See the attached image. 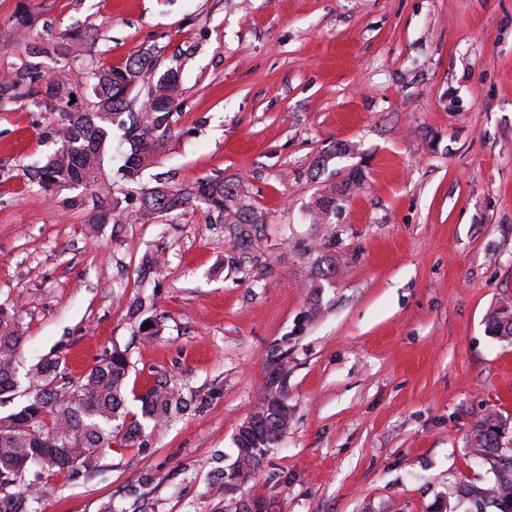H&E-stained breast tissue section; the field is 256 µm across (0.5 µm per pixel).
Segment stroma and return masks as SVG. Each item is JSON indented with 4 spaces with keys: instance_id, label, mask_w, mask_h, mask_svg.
<instances>
[{
    "instance_id": "35a3bbf8",
    "label": "stroma",
    "mask_w": 512,
    "mask_h": 512,
    "mask_svg": "<svg viewBox=\"0 0 512 512\" xmlns=\"http://www.w3.org/2000/svg\"><path fill=\"white\" fill-rule=\"evenodd\" d=\"M82 29L78 100L92 70L146 52L149 79L182 83L139 184L116 178L113 133L115 211L31 178L63 118L43 104L52 49ZM32 62L35 98L0 99V306L24 332L0 415L33 396L38 362L74 380L115 349L129 417L161 382L187 404L114 439L95 473L49 477L37 512H218L211 476L273 378L288 430L238 496L466 512L462 488L494 478L474 427L512 424V344L486 326L512 303V0H0V74ZM353 171L335 223H312L321 183ZM162 174L241 180L267 213L251 248L200 207L141 223L139 188ZM325 253L336 278L317 288Z\"/></svg>"
}]
</instances>
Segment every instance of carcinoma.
Masks as SVG:
<instances>
[{"instance_id": "obj_1", "label": "carcinoma", "mask_w": 512, "mask_h": 512, "mask_svg": "<svg viewBox=\"0 0 512 512\" xmlns=\"http://www.w3.org/2000/svg\"><path fill=\"white\" fill-rule=\"evenodd\" d=\"M82 36L61 37L60 55L68 60L81 50ZM149 57L141 55L123 67L98 68L91 72L94 100L91 111L70 109L68 80L60 76L48 88V94L65 103V122L56 132L59 148L38 167L37 184L44 190L95 187L97 199L112 196L104 171V150L112 137V125L129 114L127 128L131 151L122 166L126 180L137 182L142 171L157 163L161 138L170 130V119L181 96L178 71H170L155 82L145 81ZM41 79L36 67H21L0 79V96ZM361 185V177L349 174L342 184L325 183L309 207L312 223L330 224L336 215V196L349 194ZM140 220L150 222L161 213L204 204L217 213L224 224L234 225V240L249 246L251 239L242 232L244 224L266 223V213L252 201L239 180L220 176L201 179L175 187L158 178L154 186L142 191ZM489 332L503 340H512V306L498 307L488 318ZM23 342V332L15 314L0 308V397L14 391V362ZM129 374L126 355L118 350L103 358L83 377L56 386L61 377L57 361L39 364L33 378L39 383L32 400L21 410L0 415V479L22 475L28 466L38 470L27 484L29 499L37 501L43 492V480L62 471L71 475L97 468L105 447L114 433L133 442L140 434L135 423H124L125 393ZM181 400L166 385H158L141 397V415L152 427L170 422ZM507 425L486 420L476 425L472 451L481 458L494 457L499 438ZM278 438L261 436L250 441L235 436L236 459L214 477L210 491L218 503H231L233 492L256 473L263 454ZM468 495L494 506L498 512H512V464L494 472L493 483Z\"/></svg>"}]
</instances>
